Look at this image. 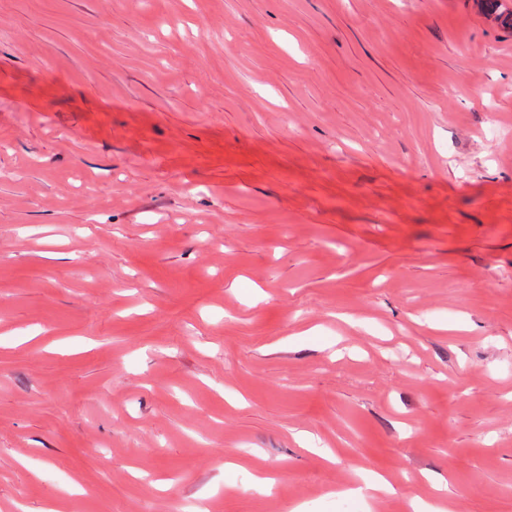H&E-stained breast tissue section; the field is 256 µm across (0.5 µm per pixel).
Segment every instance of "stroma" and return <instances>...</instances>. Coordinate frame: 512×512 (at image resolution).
<instances>
[{"label":"stroma","mask_w":512,"mask_h":512,"mask_svg":"<svg viewBox=\"0 0 512 512\" xmlns=\"http://www.w3.org/2000/svg\"><path fill=\"white\" fill-rule=\"evenodd\" d=\"M441 498L512 512V31L0 0V512Z\"/></svg>","instance_id":"stroma-1"}]
</instances>
